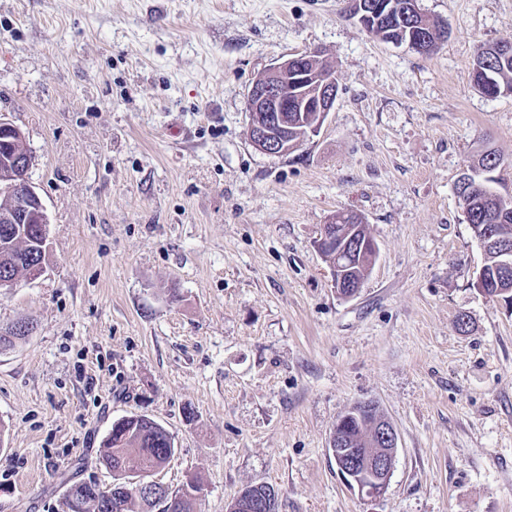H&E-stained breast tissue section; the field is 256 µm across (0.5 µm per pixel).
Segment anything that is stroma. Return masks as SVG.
I'll return each mask as SVG.
<instances>
[{
	"instance_id": "35a3bbf8",
	"label": "stroma",
	"mask_w": 512,
	"mask_h": 512,
	"mask_svg": "<svg viewBox=\"0 0 512 512\" xmlns=\"http://www.w3.org/2000/svg\"><path fill=\"white\" fill-rule=\"evenodd\" d=\"M347 0H0V117L34 156L46 271L0 288V512H62L64 477L142 414L198 476L200 512L270 484L278 512H512V307L474 286L482 251L455 192L480 149L512 193V95L474 88L512 0H419L426 56L369 35ZM318 49L339 93L286 155L248 136V91ZM359 214L378 256L342 299L315 242ZM471 318L460 331V313ZM376 402L399 447L360 497L329 439Z\"/></svg>"
}]
</instances>
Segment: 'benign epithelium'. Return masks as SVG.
<instances>
[{
  "mask_svg": "<svg viewBox=\"0 0 512 512\" xmlns=\"http://www.w3.org/2000/svg\"><path fill=\"white\" fill-rule=\"evenodd\" d=\"M348 8L352 17L366 30L373 17L383 11L389 12L392 4L389 0H349ZM299 59L300 55L295 54L276 60L253 81L249 90L248 135L255 148L263 153L284 155L298 149L320 132L335 104V75L304 73L299 68ZM290 108L295 112H310L312 116L299 122L288 117ZM0 141L14 148L12 157L0 162V184L18 189L25 200L23 210L18 213L0 212V222L48 224L42 199L28 181L27 174L33 157L25 145L23 132L12 123L0 119ZM475 239L483 255L492 257L506 271L512 268V250L501 244V237L482 228L475 234ZM333 242L336 243V261L330 263L333 282L341 297L350 298L362 287L360 283H344L340 275L341 265L351 249L350 238L339 230L334 235L325 232L317 242V248L324 251ZM366 414L372 418L367 448L347 449L342 432L343 422L350 417L360 419ZM398 440L395 425L373 401L355 404L350 413L338 419L330 438V449L338 464V472L348 487L363 498L382 497L394 469ZM122 478L155 512L169 510L173 496L160 483L148 479V474L125 472Z\"/></svg>",
  "mask_w": 512,
  "mask_h": 512,
  "instance_id": "7a95c632",
  "label": "benign epithelium"
}]
</instances>
